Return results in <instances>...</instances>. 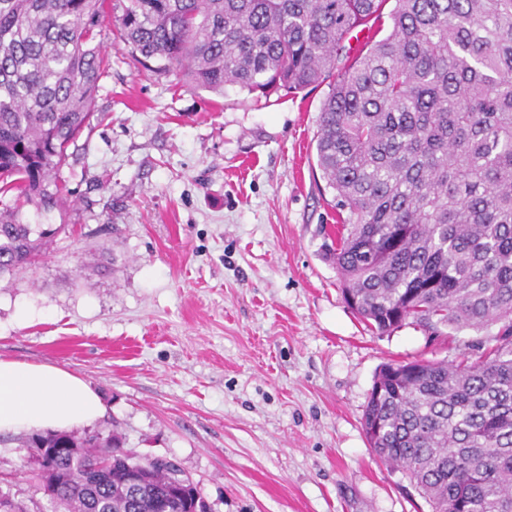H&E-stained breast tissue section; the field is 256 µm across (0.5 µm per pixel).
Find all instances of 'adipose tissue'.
<instances>
[{
  "mask_svg": "<svg viewBox=\"0 0 512 512\" xmlns=\"http://www.w3.org/2000/svg\"><path fill=\"white\" fill-rule=\"evenodd\" d=\"M104 411L100 395L71 372L0 358V434L68 431L95 422Z\"/></svg>",
  "mask_w": 512,
  "mask_h": 512,
  "instance_id": "1",
  "label": "adipose tissue"
}]
</instances>
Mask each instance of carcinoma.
Segmentation results:
<instances>
[{"label": "carcinoma", "instance_id": "cac0c4a2", "mask_svg": "<svg viewBox=\"0 0 512 512\" xmlns=\"http://www.w3.org/2000/svg\"><path fill=\"white\" fill-rule=\"evenodd\" d=\"M105 0H0V278L30 264L60 228L53 177L90 126L109 67ZM116 0L118 41L152 70L183 69L216 94L265 98L327 85L316 160L347 212L327 255L361 322L384 334L501 324L474 361L390 363L363 415L370 447L431 512H512V0ZM373 36L356 56L347 45ZM59 448L46 494L11 512H211L172 461L141 464L88 431L30 437ZM69 448H79L72 455Z\"/></svg>", "mask_w": 512, "mask_h": 512}]
</instances>
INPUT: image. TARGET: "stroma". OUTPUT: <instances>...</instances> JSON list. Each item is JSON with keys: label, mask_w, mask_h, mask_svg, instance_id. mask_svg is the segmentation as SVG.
Listing matches in <instances>:
<instances>
[{"label": "stroma", "mask_w": 512, "mask_h": 512, "mask_svg": "<svg viewBox=\"0 0 512 512\" xmlns=\"http://www.w3.org/2000/svg\"><path fill=\"white\" fill-rule=\"evenodd\" d=\"M60 231L0 279V357L88 382L138 458L163 456L212 512H431L383 464L362 416L382 365L476 359L497 325L369 331L323 253L336 207L316 164L327 86L262 98L190 86L109 51ZM19 434L0 473L35 492Z\"/></svg>", "instance_id": "35a3bbf8"}]
</instances>
